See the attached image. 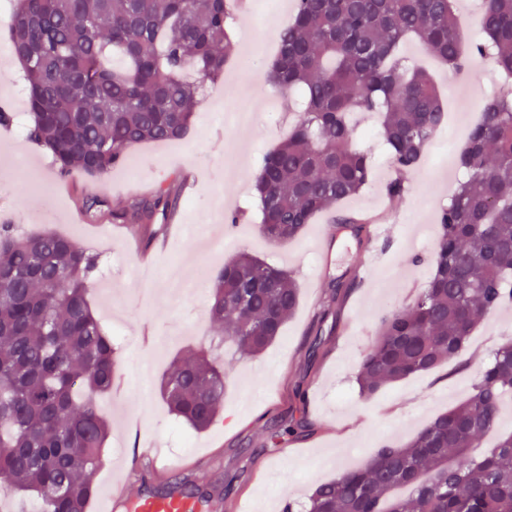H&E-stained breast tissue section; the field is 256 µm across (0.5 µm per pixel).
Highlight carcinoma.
<instances>
[{"mask_svg":"<svg viewBox=\"0 0 512 512\" xmlns=\"http://www.w3.org/2000/svg\"><path fill=\"white\" fill-rule=\"evenodd\" d=\"M266 81L300 94L288 135L259 164L254 189L262 234L280 246L312 219L359 194L372 171L353 146L352 112L382 114L392 156L386 192L409 188L445 111L432 79L401 67L417 40L455 72L465 53L492 56L505 77L486 100L459 163L464 175L439 213L434 273L404 307L379 318L359 364L369 400L385 385L460 354L484 318L512 302V0H483L471 41L452 0H294ZM226 0H17L8 26L27 84L28 136L59 176L101 179L133 146L181 137L202 87L234 57ZM178 196L112 212L152 241ZM97 256L52 230L25 236L0 225V493L19 512H86L96 494L108 428L99 397L112 390L116 348L88 300ZM294 274L240 253L213 273L210 323L243 355L280 335L298 305ZM162 395L173 414L207 428L224 406V372L205 354L173 366ZM512 390V337L504 339L461 404L402 446L315 486L307 512H512V434L479 457L470 450L499 421Z\"/></svg>","mask_w":512,"mask_h":512,"instance_id":"carcinoma-1","label":"carcinoma"}]
</instances>
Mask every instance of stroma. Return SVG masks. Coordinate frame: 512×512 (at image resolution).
Listing matches in <instances>:
<instances>
[{"label": "stroma", "instance_id": "35a3bbf8", "mask_svg": "<svg viewBox=\"0 0 512 512\" xmlns=\"http://www.w3.org/2000/svg\"><path fill=\"white\" fill-rule=\"evenodd\" d=\"M292 16L293 0H235L229 27L238 57L225 65L221 83L206 88L189 132L173 142L138 146L106 180L59 177L39 144L13 127H0V216L22 214L17 232L50 228L97 254L92 307L123 325L114 342L116 375L125 386L101 401L110 434L103 464L92 474L97 495L90 512H97L113 485L134 497L184 478L207 512H235L241 499L250 501L251 512H278L287 501L303 507L315 483L364 465L382 446L404 444L464 400L502 334L512 332V306L501 308L477 326L463 364L447 362L363 401L359 363L380 316L408 303L432 274L437 214L462 177L457 155L482 103L498 92L500 76L488 56L469 59L462 76H455L414 39L403 41L401 60L433 74L448 113L408 193L390 203L391 159L372 134L378 117L354 114L361 130L354 145L371 151L373 174L336 213H382V234L368 249L344 225L333 223V215L322 214L295 241L278 246L259 231L254 179L262 156L295 116L292 96L277 92L265 78L278 34ZM228 112L251 113L255 124L246 130L227 124ZM18 155L40 170V189H33L29 169L10 165ZM160 185L172 187L180 199L176 216L154 240H147L139 225L113 221L111 210L150 198ZM94 197L105 199L107 209L88 213L86 204ZM233 212L241 219L230 226L225 217ZM214 236L224 240L217 256L208 249ZM332 251L337 261L326 262L325 253ZM240 252L292 270L300 288L298 307L282 335L252 357L220 343L208 319L209 286L174 299L163 275L171 264L192 281ZM363 262L370 265L364 274L358 269ZM331 277L347 284L336 302L325 286ZM319 330L325 343L314 355L310 347ZM201 351L224 368L228 389L216 421L197 430L170 413L160 384L173 360ZM293 417L303 419V427L283 433ZM145 443L179 457L180 468L160 471L151 455L142 453Z\"/></svg>", "mask_w": 512, "mask_h": 512}]
</instances>
